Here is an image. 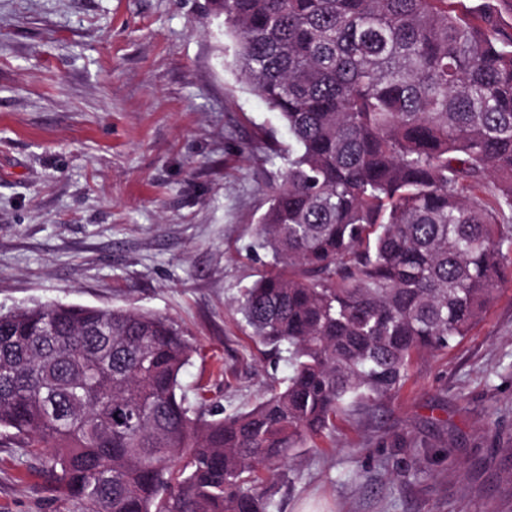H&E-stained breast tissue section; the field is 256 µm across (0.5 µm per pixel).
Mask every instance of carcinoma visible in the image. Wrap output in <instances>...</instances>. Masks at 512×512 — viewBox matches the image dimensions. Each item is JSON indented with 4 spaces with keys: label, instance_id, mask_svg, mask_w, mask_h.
Here are the masks:
<instances>
[{
    "label": "carcinoma",
    "instance_id": "1",
    "mask_svg": "<svg viewBox=\"0 0 512 512\" xmlns=\"http://www.w3.org/2000/svg\"><path fill=\"white\" fill-rule=\"evenodd\" d=\"M211 0L240 82L295 147L256 226L242 321L291 368L251 409L178 395L168 317L51 303L0 319V428L88 512H274L263 471L397 393L512 282V0Z\"/></svg>",
    "mask_w": 512,
    "mask_h": 512
}]
</instances>
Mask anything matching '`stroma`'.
I'll use <instances>...</instances> for the list:
<instances>
[{
    "label": "stroma",
    "mask_w": 512,
    "mask_h": 512,
    "mask_svg": "<svg viewBox=\"0 0 512 512\" xmlns=\"http://www.w3.org/2000/svg\"><path fill=\"white\" fill-rule=\"evenodd\" d=\"M235 49L209 0H0V312L163 314L197 348L189 404L228 415L290 373L235 312L293 143ZM293 454L276 512H512V284L396 396ZM46 455L0 430V512H83Z\"/></svg>",
    "instance_id": "1"
}]
</instances>
